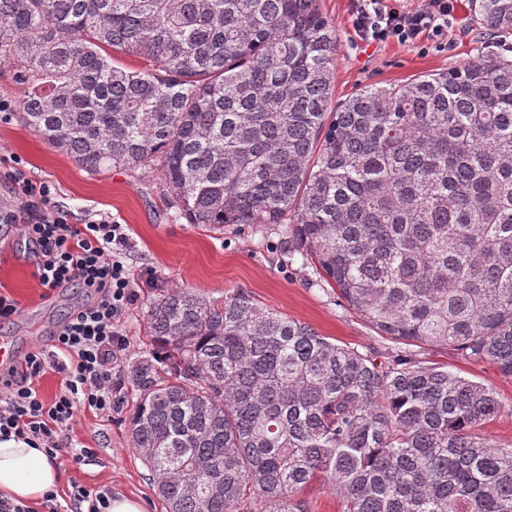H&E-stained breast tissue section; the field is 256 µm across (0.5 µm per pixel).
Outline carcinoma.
<instances>
[{
	"label": "carcinoma",
	"mask_w": 512,
	"mask_h": 512,
	"mask_svg": "<svg viewBox=\"0 0 512 512\" xmlns=\"http://www.w3.org/2000/svg\"><path fill=\"white\" fill-rule=\"evenodd\" d=\"M467 62L333 103L319 0H0L24 123L93 174L159 166L189 224H284L320 281L401 344L384 365L238 291L149 303L133 447L167 512H512V0H470ZM147 66L130 69L115 54ZM427 353L433 362L448 365L462 376L480 382L496 391L503 404V410L494 421L486 425V435L496 444L512 445V379L503 378L496 367L491 364L465 360L456 350L433 348ZM310 512H339V497L331 489L330 485L323 487L317 485L308 493Z\"/></svg>",
	"instance_id": "cac0c4a2"
}]
</instances>
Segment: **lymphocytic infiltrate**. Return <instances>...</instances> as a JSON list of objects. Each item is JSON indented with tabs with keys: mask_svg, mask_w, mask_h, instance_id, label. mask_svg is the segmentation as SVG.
Instances as JSON below:
<instances>
[{
	"mask_svg": "<svg viewBox=\"0 0 512 512\" xmlns=\"http://www.w3.org/2000/svg\"><path fill=\"white\" fill-rule=\"evenodd\" d=\"M454 12V0H425L413 11L386 0H355L352 26L368 44H412L425 36L440 43ZM14 179L21 193L11 208L0 206V223L20 225L34 244L35 277L43 287L77 286L90 296L53 331L52 352L35 347L19 365L0 370V441L41 448L54 459L64 454L61 434L79 414L111 416L121 390L114 373L125 349L118 323L134 300L135 286L151 278L132 272L122 261L129 244L122 225L106 218L70 224L52 204L48 184L33 182L19 169ZM50 370L60 373L62 382L47 398L38 383ZM68 498L70 506L64 510L57 491L44 496L49 512H108L112 488L90 489L73 480Z\"/></svg>",
	"mask_w": 512,
	"mask_h": 512,
	"instance_id": "f902f5d3",
	"label": "lymphocytic infiltrate"
}]
</instances>
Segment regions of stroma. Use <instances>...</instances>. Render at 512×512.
<instances>
[{
    "label": "stroma",
    "mask_w": 512,
    "mask_h": 512,
    "mask_svg": "<svg viewBox=\"0 0 512 512\" xmlns=\"http://www.w3.org/2000/svg\"><path fill=\"white\" fill-rule=\"evenodd\" d=\"M354 0H321L320 7L335 25L337 43L333 71L336 100L359 89L397 84L419 75L438 73L474 57L481 48L482 28L468 14L467 0H457L455 20L448 29V48L433 41L415 44L389 41L365 44L354 35ZM21 162L34 182L47 183L53 199L67 213L68 221L112 218L125 225L133 246L124 255L127 265L153 276L152 285L139 288L138 298L120 322L125 350L118 378L124 397L111 418L79 414L64 431V442L91 448L93 454L78 465L67 466L59 491L67 479L97 487L111 485L113 495L141 501L146 512H166L139 451L133 447L128 417L138 392L128 371L145 349L144 314L149 303L170 288L199 289L210 300L243 291L274 312L313 326L329 341L385 361L392 341L377 336L334 291L303 267L300 255L289 253L282 224H227L209 227L176 218L154 168L136 171L104 170L90 174L69 156L49 146L26 128L19 113L0 119V201H14L17 188L10 179L14 162ZM33 244L19 225L0 228V292L20 304V312L0 323V337L16 360L35 345L46 344L49 332L67 315L88 301L80 288H43L34 278ZM432 361L452 367L471 380L493 388L503 404L501 414L486 426L489 440L512 445V379L503 378L488 363L465 360L458 351L429 350Z\"/></svg>",
    "instance_id": "1"
}]
</instances>
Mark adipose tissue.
Returning <instances> with one entry per match:
<instances>
[{"label":"adipose tissue","mask_w":512,"mask_h":512,"mask_svg":"<svg viewBox=\"0 0 512 512\" xmlns=\"http://www.w3.org/2000/svg\"><path fill=\"white\" fill-rule=\"evenodd\" d=\"M61 470L43 449L0 442V492L23 502L36 501L55 489Z\"/></svg>","instance_id":"obj_1"}]
</instances>
